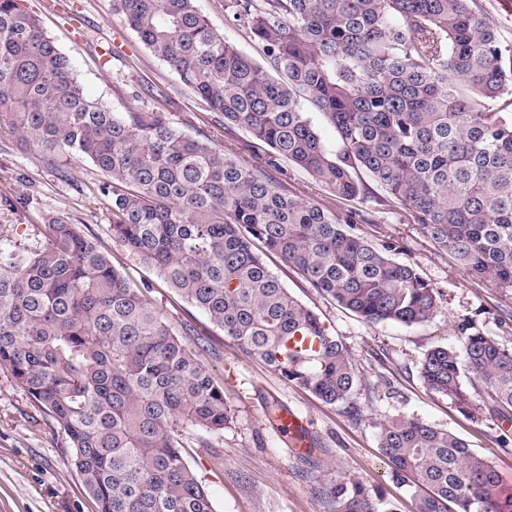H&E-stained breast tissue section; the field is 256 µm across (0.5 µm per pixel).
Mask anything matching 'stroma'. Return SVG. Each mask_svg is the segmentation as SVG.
<instances>
[{"mask_svg":"<svg viewBox=\"0 0 512 512\" xmlns=\"http://www.w3.org/2000/svg\"><path fill=\"white\" fill-rule=\"evenodd\" d=\"M24 3L70 58L92 97L117 112L158 106L186 134L210 137L219 148L239 147L241 162L252 164L247 133L219 126L216 114L206 111L178 75L141 44L113 11L112 0ZM196 6L226 39L263 61L260 46L226 21L224 0H196ZM270 176L296 197L325 209L348 207L302 170H274ZM103 179L86 158L66 156L52 168L35 147L0 133V225L9 227L18 246H42L43 216L62 217L98 243L175 337L184 340L194 331L206 340L201 359L223 383L232 420L214 452L191 448L187 461L216 512H328L321 490L344 477L359 479L368 489L397 500L402 512H411L412 491L393 477L377 441L379 425L398 415L448 430L497 473L512 474V441H504L496 421L463 415L419 376L424 353L457 343L466 329L512 348V292L470 277L404 210L381 203L379 187H372L371 201L360 203L364 220L357 231L374 245L392 244V258L411 264L437 290L439 310L428 322L411 327L364 322L318 293L277 256L265 258L269 270L349 351L361 380L356 398L362 414L352 418L247 357L203 312L169 288L154 266L115 237L110 203L98 190ZM272 400L306 420L314 454L292 452L284 433L267 421L265 406ZM71 455L53 420L0 372V512H96Z\"/></svg>","mask_w":512,"mask_h":512,"instance_id":"1","label":"stroma"}]
</instances>
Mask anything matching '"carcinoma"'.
Returning <instances> with one entry per match:
<instances>
[{
	"mask_svg": "<svg viewBox=\"0 0 512 512\" xmlns=\"http://www.w3.org/2000/svg\"><path fill=\"white\" fill-rule=\"evenodd\" d=\"M196 0H113L149 52L224 125L267 147L240 164L167 113L90 99L23 0H0V130L55 161L73 152L106 180L112 232L186 302L287 383L361 414L349 353L253 248L297 269L367 323L427 322L437 292L342 214L280 189L286 162L346 201L367 174L466 273L512 290V44L475 0H224L268 65L214 30ZM334 127L328 153L300 106ZM21 249L0 225V371L65 435L97 512H215L182 431L213 449L231 421L224 386L174 337L96 242L44 218ZM420 377L458 411L512 422V348L477 332L426 351ZM490 387L474 404L462 377ZM378 448L413 489L415 512H512L495 470L455 434L396 416ZM330 512H398L354 479L324 491Z\"/></svg>",
	"mask_w": 512,
	"mask_h": 512,
	"instance_id": "obj_1",
	"label": "carcinoma"
}]
</instances>
